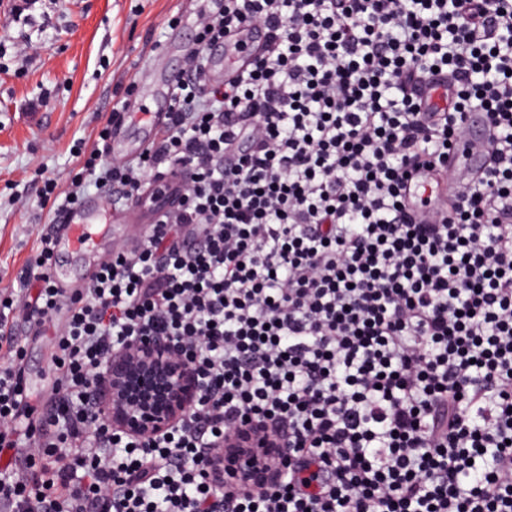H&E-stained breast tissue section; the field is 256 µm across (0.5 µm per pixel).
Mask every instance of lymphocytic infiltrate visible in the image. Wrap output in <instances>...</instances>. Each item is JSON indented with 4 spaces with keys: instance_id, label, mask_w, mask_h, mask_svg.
<instances>
[{
    "instance_id": "f902f5d3",
    "label": "lymphocytic infiltrate",
    "mask_w": 512,
    "mask_h": 512,
    "mask_svg": "<svg viewBox=\"0 0 512 512\" xmlns=\"http://www.w3.org/2000/svg\"><path fill=\"white\" fill-rule=\"evenodd\" d=\"M267 40L223 85L206 51ZM485 112L484 172L448 164L466 112ZM110 125L77 152L56 213L88 187L122 207L163 166L187 169L176 211L87 288L48 276L45 231L0 297V474L9 512H512V0H224L197 17L160 137L105 162ZM458 185L437 215L403 195L416 170ZM22 314L54 331V395L27 401ZM182 342L202 384L188 423L118 448L94 385L111 353ZM271 435L249 487L208 453Z\"/></svg>"
}]
</instances>
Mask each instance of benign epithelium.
I'll use <instances>...</instances> for the list:
<instances>
[{
    "label": "benign epithelium",
    "instance_id": "obj_1",
    "mask_svg": "<svg viewBox=\"0 0 512 512\" xmlns=\"http://www.w3.org/2000/svg\"><path fill=\"white\" fill-rule=\"evenodd\" d=\"M100 413L112 429L142 442H156L187 422L198 387L181 347L165 338L132 343L112 356L96 394ZM234 455L237 474L248 482L260 463L256 442L234 438L210 450L209 465L218 481L226 453Z\"/></svg>",
    "mask_w": 512,
    "mask_h": 512
}]
</instances>
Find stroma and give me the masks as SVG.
Here are the masks:
<instances>
[{
    "label": "stroma",
    "instance_id": "1",
    "mask_svg": "<svg viewBox=\"0 0 512 512\" xmlns=\"http://www.w3.org/2000/svg\"><path fill=\"white\" fill-rule=\"evenodd\" d=\"M14 0H0V292L18 288L42 230L55 214L35 185L54 179L66 189L77 159L72 146L92 143L112 113L117 85L152 111L140 81L158 54L187 64L195 25L171 24L195 14L196 0H37L33 24L11 21ZM26 53H19V46ZM12 333L25 345L22 369L35 379L48 366L52 336H34L23 319Z\"/></svg>",
    "mask_w": 512,
    "mask_h": 512
}]
</instances>
